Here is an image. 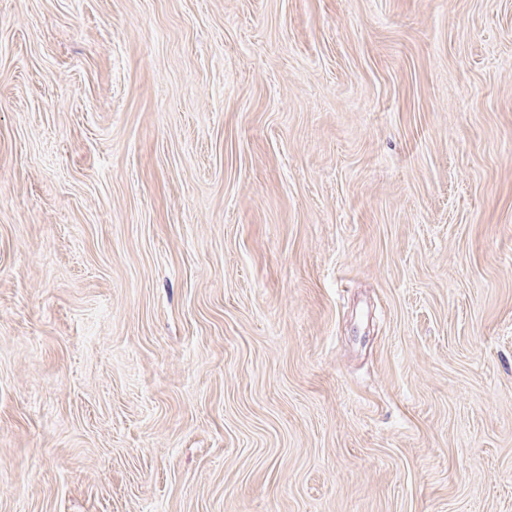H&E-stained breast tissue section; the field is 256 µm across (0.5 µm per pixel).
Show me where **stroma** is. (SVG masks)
<instances>
[{
	"label": "stroma",
	"instance_id": "1",
	"mask_svg": "<svg viewBox=\"0 0 512 512\" xmlns=\"http://www.w3.org/2000/svg\"><path fill=\"white\" fill-rule=\"evenodd\" d=\"M0 512H512V0H0Z\"/></svg>",
	"mask_w": 512,
	"mask_h": 512
}]
</instances>
